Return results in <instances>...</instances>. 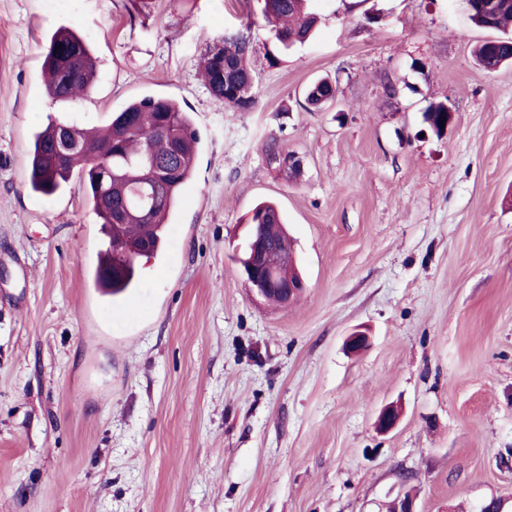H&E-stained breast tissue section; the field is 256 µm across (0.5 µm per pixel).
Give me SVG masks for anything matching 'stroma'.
Here are the masks:
<instances>
[{
    "instance_id": "35a3bbf8",
    "label": "stroma",
    "mask_w": 512,
    "mask_h": 512,
    "mask_svg": "<svg viewBox=\"0 0 512 512\" xmlns=\"http://www.w3.org/2000/svg\"><path fill=\"white\" fill-rule=\"evenodd\" d=\"M310 8L315 34L282 51L261 0H0V512H389L409 490L419 512H512V65H477L467 0ZM61 26L99 67L67 104L41 84ZM242 29L256 105L227 112L199 61ZM325 76L335 103L305 111ZM146 94L200 145L130 304L96 284L83 181L35 195L29 154L49 118L102 126ZM263 201L306 283L287 306L238 262ZM445 112H448V126L454 119V113L452 109L443 102L431 103L423 112V120L427 127L435 134L440 135L445 131L444 128L440 127L441 121L446 120L447 116Z\"/></svg>"
}]
</instances>
